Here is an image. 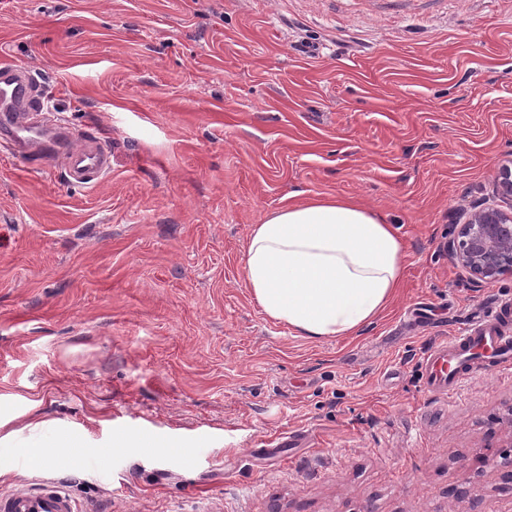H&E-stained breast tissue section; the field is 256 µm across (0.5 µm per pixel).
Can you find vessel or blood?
Returning <instances> with one entry per match:
<instances>
[{"mask_svg":"<svg viewBox=\"0 0 512 512\" xmlns=\"http://www.w3.org/2000/svg\"><path fill=\"white\" fill-rule=\"evenodd\" d=\"M36 77L27 68L0 64V146L24 158L28 143H38L43 154L62 159L69 178L92 183L110 168L108 152L88 142L73 145L66 128L50 138L23 122L37 111ZM498 367L512 362V308L501 307L439 344L426 360L425 387L432 392L454 389L478 363ZM0 512H75L72 498L55 483L47 482L33 493L14 491L0 495Z\"/></svg>","mask_w":512,"mask_h":512,"instance_id":"1","label":"vessel or blood"}]
</instances>
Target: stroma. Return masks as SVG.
I'll return each mask as SVG.
<instances>
[{"mask_svg": "<svg viewBox=\"0 0 512 512\" xmlns=\"http://www.w3.org/2000/svg\"><path fill=\"white\" fill-rule=\"evenodd\" d=\"M1 62L40 75L33 122L111 167L87 186L0 148V492L512 512L473 468L512 447V368L423 383L438 343L512 304V275L476 285L448 252L512 152V0H0ZM319 197L404 243L396 302L355 336L298 335L245 287L252 225ZM57 429L78 461L24 465Z\"/></svg>", "mask_w": 512, "mask_h": 512, "instance_id": "1", "label": "stroma"}]
</instances>
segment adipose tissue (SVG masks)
<instances>
[{
  "label": "adipose tissue",
  "mask_w": 512,
  "mask_h": 512,
  "mask_svg": "<svg viewBox=\"0 0 512 512\" xmlns=\"http://www.w3.org/2000/svg\"><path fill=\"white\" fill-rule=\"evenodd\" d=\"M404 273L395 225L342 198L290 203L253 225L244 277L265 315L311 339L350 336L392 302Z\"/></svg>",
  "instance_id": "adipose-tissue-1"
}]
</instances>
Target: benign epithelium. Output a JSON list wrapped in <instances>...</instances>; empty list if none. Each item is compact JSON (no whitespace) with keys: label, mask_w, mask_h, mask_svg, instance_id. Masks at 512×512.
Here are the masks:
<instances>
[{"label":"benign epithelium","mask_w":512,"mask_h":512,"mask_svg":"<svg viewBox=\"0 0 512 512\" xmlns=\"http://www.w3.org/2000/svg\"><path fill=\"white\" fill-rule=\"evenodd\" d=\"M495 193L512 202V154L498 163ZM451 255L477 284L490 285L512 274V206L484 203L472 211L449 243ZM492 465L503 487L512 490V454L491 448L476 460V471Z\"/></svg>","instance_id":"benign-epithelium-1"}]
</instances>
